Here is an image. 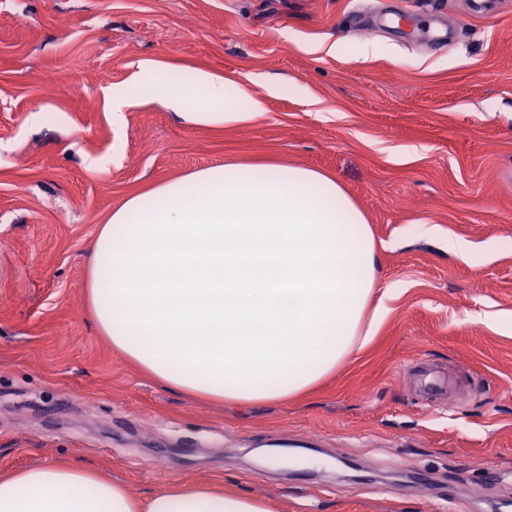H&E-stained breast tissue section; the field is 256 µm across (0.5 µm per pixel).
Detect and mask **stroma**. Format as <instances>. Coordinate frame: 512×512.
Here are the masks:
<instances>
[{"mask_svg": "<svg viewBox=\"0 0 512 512\" xmlns=\"http://www.w3.org/2000/svg\"><path fill=\"white\" fill-rule=\"evenodd\" d=\"M495 2L0 0V473L65 461L140 498L207 479L273 512H448L410 484L419 467L468 512H512V0ZM439 18L456 28L444 48L427 40ZM142 62L232 76L265 111L224 127L113 111L108 88ZM228 162L335 178L396 290L368 347L300 398L164 389L88 306L112 210ZM415 359L457 384L447 410L419 403Z\"/></svg>", "mask_w": 512, "mask_h": 512, "instance_id": "1", "label": "stroma"}]
</instances>
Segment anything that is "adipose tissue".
Returning <instances> with one entry per match:
<instances>
[{
  "label": "adipose tissue",
  "mask_w": 512,
  "mask_h": 512,
  "mask_svg": "<svg viewBox=\"0 0 512 512\" xmlns=\"http://www.w3.org/2000/svg\"><path fill=\"white\" fill-rule=\"evenodd\" d=\"M113 111L155 102L221 127L263 110L229 76L172 78L143 63L113 87ZM378 253L363 213L313 169L218 164L162 181L112 210L86 272L98 331L158 384L214 401L300 396L371 340ZM0 512H272L207 482L146 498L69 464L0 475Z\"/></svg>",
  "instance_id": "ef3b65f1"
}]
</instances>
